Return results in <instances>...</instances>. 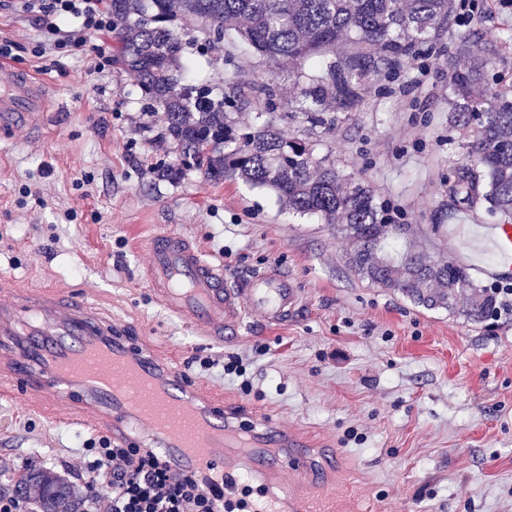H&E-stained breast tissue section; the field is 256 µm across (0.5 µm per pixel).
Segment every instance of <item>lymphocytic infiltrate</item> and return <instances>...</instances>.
I'll list each match as a JSON object with an SVG mask.
<instances>
[{
    "label": "lymphocytic infiltrate",
    "instance_id": "f902f5d3",
    "mask_svg": "<svg viewBox=\"0 0 512 512\" xmlns=\"http://www.w3.org/2000/svg\"><path fill=\"white\" fill-rule=\"evenodd\" d=\"M23 12L42 22L44 44L57 52L82 46L85 35L111 29L103 0H19ZM78 20L74 30L60 26ZM84 456L69 467L85 483L93 512H224V493L202 486L164 451L136 443L112 444L106 436L86 440Z\"/></svg>",
    "mask_w": 512,
    "mask_h": 512
}]
</instances>
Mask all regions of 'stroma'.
<instances>
[{
	"label": "stroma",
	"instance_id": "obj_1",
	"mask_svg": "<svg viewBox=\"0 0 512 512\" xmlns=\"http://www.w3.org/2000/svg\"><path fill=\"white\" fill-rule=\"evenodd\" d=\"M448 31L398 76L370 82L357 111L317 131L319 154L364 178L401 226L400 242L471 266L472 227L484 210L456 209L448 180L461 164L448 129L449 66H461V34L506 42L489 82L512 84V0H473ZM187 56V83L231 88L271 82L278 109L296 111L300 87L239 42L201 45ZM36 19L0 8V40L16 45L13 67L44 77L54 110L44 131L0 130V276L85 296L159 363L185 367L196 355L252 359L245 392L218 374L189 380L234 412L262 410L278 428L305 436L331 463L339 504L352 512H512V315L474 322L431 311L357 278L335 226L288 212L275 194L197 167L175 178L177 149L159 135L167 114L142 96L129 72L108 66L112 43L89 36L66 58L35 56ZM162 226L237 278L285 266L304 292L288 322L250 318L221 344L169 313L145 278L146 243ZM124 247H117V240ZM86 439L79 427L0 400V470L17 477L60 468Z\"/></svg>",
	"mask_w": 512,
	"mask_h": 512
}]
</instances>
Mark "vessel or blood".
Returning <instances> with one entry per match:
<instances>
[{
    "mask_svg": "<svg viewBox=\"0 0 512 512\" xmlns=\"http://www.w3.org/2000/svg\"><path fill=\"white\" fill-rule=\"evenodd\" d=\"M48 109L44 84L0 61V129L41 127ZM480 238L496 256L486 275L512 280V224L481 227ZM150 249L155 295L215 340L240 336L248 317L287 322L303 303L283 267L232 280L172 231L158 233ZM20 387L39 410L54 393L62 402L52 411L56 419L120 446L147 428L181 469L220 484L225 500L255 491L253 512H336L334 493L312 480L305 439L260 413L240 418L205 388L188 385L177 365L157 369L143 349L110 336L86 301L0 278V398L11 399Z\"/></svg>",
    "mask_w": 512,
    "mask_h": 512,
    "instance_id": "1",
    "label": "vessel or blood"
}]
</instances>
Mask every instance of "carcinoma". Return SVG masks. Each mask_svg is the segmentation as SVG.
<instances>
[{
	"instance_id": "1",
	"label": "carcinoma",
	"mask_w": 512,
	"mask_h": 512,
	"mask_svg": "<svg viewBox=\"0 0 512 512\" xmlns=\"http://www.w3.org/2000/svg\"><path fill=\"white\" fill-rule=\"evenodd\" d=\"M103 6L112 15V64L133 74L142 95L166 112L165 137L209 180L270 188L288 211L337 224L350 243V270L418 306L453 311L464 300L470 320L497 315V293L448 257L391 254L400 225L369 183L318 155L310 139L287 137L281 128L297 118L311 132L328 130L336 113L356 111L371 76L402 72L448 29L452 0H104ZM192 24L210 43L223 41L231 28L266 61L291 64L300 111H277L270 84H244L230 102L212 86L184 83L183 34ZM462 50L470 63L451 75L448 126L462 136L464 162L448 180V195L458 208L481 204L510 222L512 89L495 90L482 103L476 94L498 47L474 49L465 40ZM260 101L266 118L248 132L224 112L228 102ZM14 490L31 494L30 512H79L81 495L52 467L29 470Z\"/></svg>"
}]
</instances>
